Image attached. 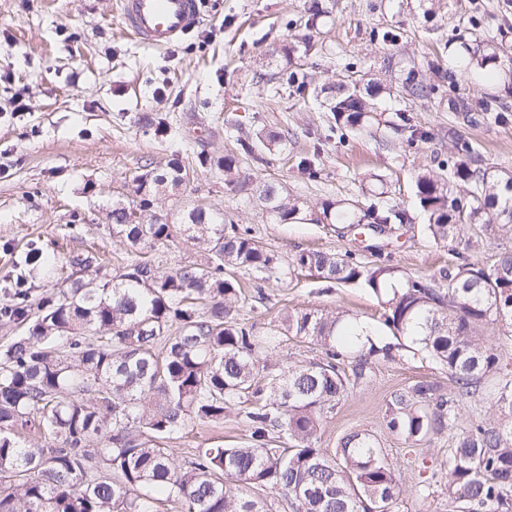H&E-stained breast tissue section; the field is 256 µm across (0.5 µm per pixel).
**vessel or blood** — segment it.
<instances>
[{
	"label": "vessel or blood",
	"mask_w": 512,
	"mask_h": 512,
	"mask_svg": "<svg viewBox=\"0 0 512 512\" xmlns=\"http://www.w3.org/2000/svg\"><path fill=\"white\" fill-rule=\"evenodd\" d=\"M126 30L140 43L163 48L176 42L200 17V0H120Z\"/></svg>",
	"instance_id": "b4317fda"
}]
</instances>
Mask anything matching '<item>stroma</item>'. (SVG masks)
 Instances as JSON below:
<instances>
[{
    "label": "stroma",
    "instance_id": "stroma-1",
    "mask_svg": "<svg viewBox=\"0 0 512 512\" xmlns=\"http://www.w3.org/2000/svg\"><path fill=\"white\" fill-rule=\"evenodd\" d=\"M320 2L327 15L313 48L290 61L283 49L302 32L289 23L310 0H204L198 23L164 49L144 46L127 33L119 0H0V305L8 302L6 288L17 271H24L36 299L67 276L59 267H23L27 246L62 256L93 244L120 260L125 247L108 230L107 215L113 201L131 199L136 171L175 155L194 163L202 151L236 153L227 135L234 124L251 139L270 128L289 131L287 154L241 161L250 176L242 190L225 184L222 170L197 167L162 209L173 216L197 204L219 208L289 268L285 280L248 286L242 313L251 320L270 322L285 308L344 310L359 315L384 341L392 339L367 290L352 284L328 289L317 276L291 268L295 256L308 250L353 253L364 261L371 253L329 224L271 223L254 195L264 182L281 183L316 212L327 199L369 196L372 175L383 176L379 202L401 203L410 222L385 234L381 259L409 276L430 278L451 263L483 262L504 247L505 239L489 231L467 242L434 244L414 198V179L420 171H438L456 136L485 165L512 168V83L477 70L456 88L440 86L428 98H388L378 125L348 134L322 110L321 89L349 63L387 87L412 69L427 80L434 79L435 68L457 70L462 61L455 47L470 41L469 18L477 11L484 28L502 30L512 45V0ZM387 30L402 33L399 45L381 40ZM293 69L307 75L305 93L274 92L271 77ZM489 94L504 108L503 120L468 125L451 110L453 99ZM400 110L407 123H398ZM146 113L166 118L167 135L141 125ZM415 129L426 140H411ZM312 152L318 155L313 179L297 168L298 156ZM418 380L437 382L447 392L454 387L446 368L406 348L376 358L368 381L354 386L324 422L321 445L335 447L351 429L374 433L400 473L394 512H456L445 488L422 487L429 466L447 456L450 438L413 445L384 424L390 393ZM244 433L232 413L219 427L194 423L175 441L174 455L184 457L200 443L238 441Z\"/></svg>",
    "mask_w": 512,
    "mask_h": 512
}]
</instances>
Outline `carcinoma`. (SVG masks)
<instances>
[{"instance_id":"carcinoma-1","label":"carcinoma","mask_w":512,"mask_h":512,"mask_svg":"<svg viewBox=\"0 0 512 512\" xmlns=\"http://www.w3.org/2000/svg\"><path fill=\"white\" fill-rule=\"evenodd\" d=\"M497 47L484 33L462 43L468 60L457 76L496 69L512 81ZM457 76L447 79L453 84ZM329 90L324 111L345 130L372 126L377 97L391 93L359 79ZM435 91L414 70L401 83V93L414 98ZM451 105L469 123L476 112L501 118L492 97ZM239 145L254 158L287 150L288 138L268 131ZM455 149L451 175L423 171L415 179L434 243L483 230L512 237V172L482 167L465 142ZM199 164L224 171L229 185L250 182L233 156H205ZM190 175L179 159L134 175V200L116 201L109 214L108 229L126 248L122 264L71 252L66 286L35 304L25 277L11 282L0 321L25 331L0 345V512H268L243 484L276 490L292 512H392L398 469L375 435L350 431L333 448L320 445L323 421L345 401L350 381L366 380L372 357L391 347H378L363 321L343 311L287 310L261 326L241 317L246 296L235 274L277 281L284 269L249 229L225 224L217 208L189 207L175 224L163 219L158 201ZM455 182L468 192L455 193ZM259 200L273 223L303 219L305 203L279 184L259 186ZM319 220L365 237L409 222L398 204L348 199L322 202ZM178 241L208 257L162 269L163 254ZM293 267L367 288L390 333L448 370L451 393L427 380L391 393L386 428L412 444L452 434L448 456L432 473L447 481L451 502L461 512H512V370L484 334L491 325L512 333V249L430 279L320 250L298 254ZM283 336L320 354L297 361L280 355ZM480 389L498 418L464 425L461 399ZM233 410L245 438L174 457L168 444L190 423L222 425ZM27 431L39 443L25 444Z\"/></svg>"}]
</instances>
